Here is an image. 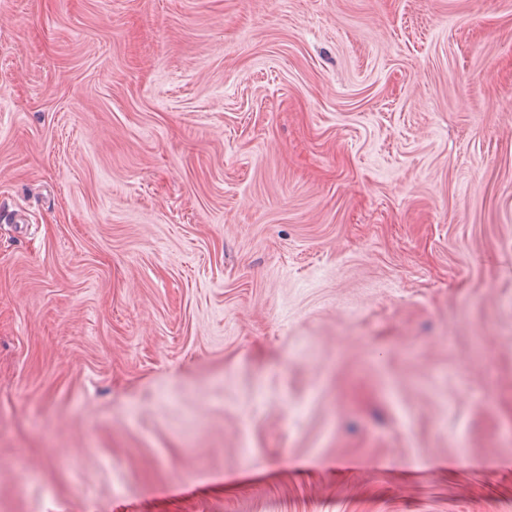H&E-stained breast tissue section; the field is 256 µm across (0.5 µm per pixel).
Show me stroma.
Returning <instances> with one entry per match:
<instances>
[{
    "label": "stroma",
    "instance_id": "obj_1",
    "mask_svg": "<svg viewBox=\"0 0 512 512\" xmlns=\"http://www.w3.org/2000/svg\"><path fill=\"white\" fill-rule=\"evenodd\" d=\"M0 512H512V0H0Z\"/></svg>",
    "mask_w": 512,
    "mask_h": 512
}]
</instances>
